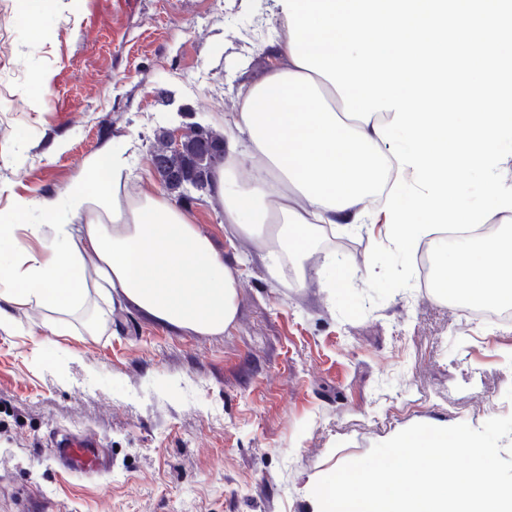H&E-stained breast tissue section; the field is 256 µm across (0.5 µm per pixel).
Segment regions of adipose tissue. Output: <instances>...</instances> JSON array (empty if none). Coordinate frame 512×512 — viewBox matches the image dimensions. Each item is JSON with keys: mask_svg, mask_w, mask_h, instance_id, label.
I'll return each mask as SVG.
<instances>
[{"mask_svg": "<svg viewBox=\"0 0 512 512\" xmlns=\"http://www.w3.org/2000/svg\"><path fill=\"white\" fill-rule=\"evenodd\" d=\"M278 63L240 94L233 133L211 196L237 234L261 242L271 268L303 261L322 225L351 224L386 175L411 177L383 154L376 124L336 110L327 79L295 64L288 32L278 36ZM131 163L121 151L91 157L61 197L15 198V214L38 211L41 224L0 215V242L24 235L33 245L0 253V330H20L14 312L111 322L137 310L173 330L218 336L239 314L240 271L203 233L192 213L150 186L130 191ZM440 292L464 289L469 300L512 307V237L487 235L455 253L436 252Z\"/></svg>", "mask_w": 512, "mask_h": 512, "instance_id": "1", "label": "adipose tissue"}]
</instances>
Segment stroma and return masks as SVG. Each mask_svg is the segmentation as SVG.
Returning a JSON list of instances; mask_svg holds the SVG:
<instances>
[{
	"mask_svg": "<svg viewBox=\"0 0 512 512\" xmlns=\"http://www.w3.org/2000/svg\"><path fill=\"white\" fill-rule=\"evenodd\" d=\"M0 11V185L34 199L62 194L107 147L127 153L134 185L158 187L157 130L223 132L280 31L273 0ZM181 205L242 261L236 326L179 334L133 311L53 333L44 311L17 310L23 333L0 330V512H310L313 476L411 425L512 415V322L486 326L417 285L361 319L338 315L322 257H347L365 290L383 225H336L318 258L274 275L218 203ZM82 433L102 448L91 475L52 446Z\"/></svg>",
	"mask_w": 512,
	"mask_h": 512,
	"instance_id": "stroma-1",
	"label": "stroma"
}]
</instances>
